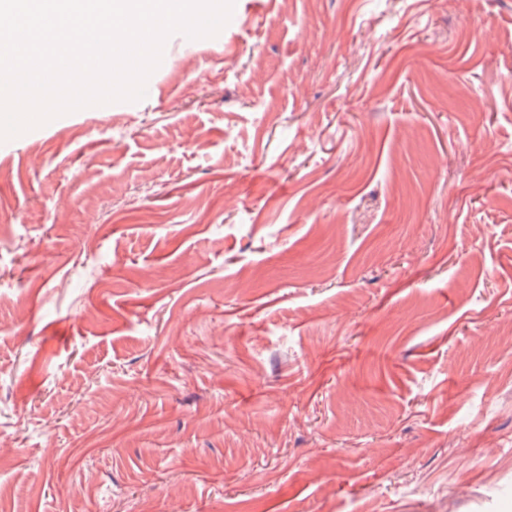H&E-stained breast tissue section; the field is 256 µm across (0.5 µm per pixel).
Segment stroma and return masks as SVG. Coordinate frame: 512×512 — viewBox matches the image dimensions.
Returning a JSON list of instances; mask_svg holds the SVG:
<instances>
[{
	"instance_id": "obj_1",
	"label": "stroma",
	"mask_w": 512,
	"mask_h": 512,
	"mask_svg": "<svg viewBox=\"0 0 512 512\" xmlns=\"http://www.w3.org/2000/svg\"><path fill=\"white\" fill-rule=\"evenodd\" d=\"M503 485L512 0H236L142 101L0 153V512Z\"/></svg>"
}]
</instances>
